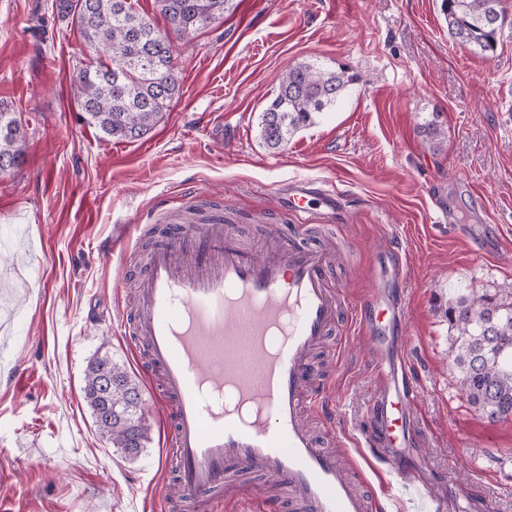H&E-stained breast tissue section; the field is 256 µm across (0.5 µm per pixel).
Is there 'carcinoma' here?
Returning a JSON list of instances; mask_svg holds the SVG:
<instances>
[{"label":"carcinoma","instance_id":"1","mask_svg":"<svg viewBox=\"0 0 512 512\" xmlns=\"http://www.w3.org/2000/svg\"><path fill=\"white\" fill-rule=\"evenodd\" d=\"M168 29L137 13L130 0H55L58 17L103 56L81 66L71 86L84 121L106 138L146 135L179 95L182 77L173 38H184L224 17L231 0H159ZM448 34L475 51L492 52L502 0H441ZM354 76L340 67L299 63L283 73L276 96L261 112L259 135L273 150L312 125L343 97ZM25 132L16 112L0 103V172L23 162ZM448 349L469 406L494 422L512 417V289L448 299ZM83 400L103 438L133 460L149 439L139 383L103 354L88 364Z\"/></svg>","mask_w":512,"mask_h":512}]
</instances>
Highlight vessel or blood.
I'll return each instance as SVG.
<instances>
[{"mask_svg":"<svg viewBox=\"0 0 512 512\" xmlns=\"http://www.w3.org/2000/svg\"><path fill=\"white\" fill-rule=\"evenodd\" d=\"M288 209L304 221L288 234L273 228L270 252L242 249L220 224L167 226L144 271L132 277L138 301L124 329L144 343L147 373L161 377L156 403L177 457L179 495L166 499V512L181 501L221 512L224 503L247 499L270 512L262 492L233 484L236 464L284 484L299 512H377L372 479L351 480L306 421L317 414L326 434L338 433L334 410L311 382V367L314 353L348 314L350 296L328 287L331 257L306 240L315 210L332 217L342 203L307 184L289 194ZM398 316L377 287L354 319L381 376L372 402L377 427L360 445L381 453L405 444L419 421L406 361L382 359L373 332ZM389 471L421 508L435 505L422 479L395 463Z\"/></svg>","mask_w":512,"mask_h":512,"instance_id":"vessel-or-blood-1","label":"vessel or blood"}]
</instances>
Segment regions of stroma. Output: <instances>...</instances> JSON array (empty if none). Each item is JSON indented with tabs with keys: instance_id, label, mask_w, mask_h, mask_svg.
Segmentation results:
<instances>
[{
	"instance_id": "obj_1",
	"label": "stroma",
	"mask_w": 512,
	"mask_h": 512,
	"mask_svg": "<svg viewBox=\"0 0 512 512\" xmlns=\"http://www.w3.org/2000/svg\"><path fill=\"white\" fill-rule=\"evenodd\" d=\"M52 2L0 0V103L25 130L21 167L0 172V512H161L170 446L151 392L133 461L100 437L81 392L105 351L146 380L119 332L123 273L143 265L113 245L139 224L214 223L257 244L267 225L296 223L280 199L308 179L344 203L331 282L358 303L378 284L408 307L378 330L391 350L408 343L418 382L406 467L442 512H512V418L467 404L445 315L450 294L512 288V0L486 54L449 36L439 0H232L175 42L180 94L138 141L83 123L70 79L96 54ZM310 60L356 80L268 149L258 117L281 74ZM328 343L344 351L320 361L327 391L355 436L373 423L376 361L349 325Z\"/></svg>"
}]
</instances>
